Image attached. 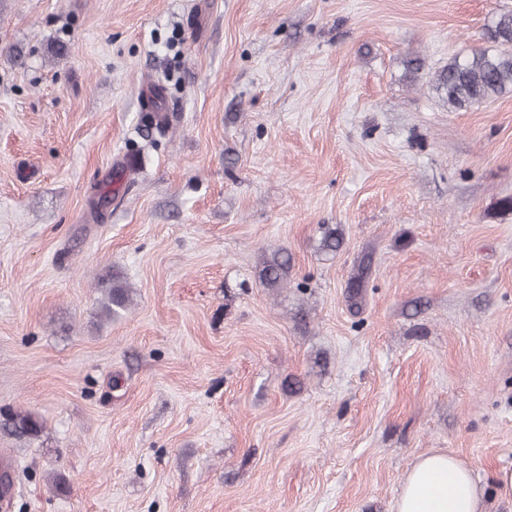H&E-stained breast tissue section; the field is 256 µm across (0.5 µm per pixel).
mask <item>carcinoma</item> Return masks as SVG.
Instances as JSON below:
<instances>
[{
  "instance_id": "cac0c4a2",
  "label": "carcinoma",
  "mask_w": 512,
  "mask_h": 512,
  "mask_svg": "<svg viewBox=\"0 0 512 512\" xmlns=\"http://www.w3.org/2000/svg\"><path fill=\"white\" fill-rule=\"evenodd\" d=\"M486 37L494 48L477 49L456 58L440 72L437 90L444 94L448 107L462 109L480 104L512 89V11L496 15L487 27ZM291 258L286 251H276L263 262L260 280L267 288H279L288 280ZM131 303L129 289L112 276L104 309L117 317ZM10 433L18 438H34L42 432V423L31 413L19 412L7 422Z\"/></svg>"
}]
</instances>
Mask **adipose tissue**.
I'll return each mask as SVG.
<instances>
[{
	"label": "adipose tissue",
	"instance_id": "adipose-tissue-1",
	"mask_svg": "<svg viewBox=\"0 0 512 512\" xmlns=\"http://www.w3.org/2000/svg\"><path fill=\"white\" fill-rule=\"evenodd\" d=\"M396 512H487L471 466L454 455L420 456L405 475Z\"/></svg>",
	"mask_w": 512,
	"mask_h": 512
}]
</instances>
